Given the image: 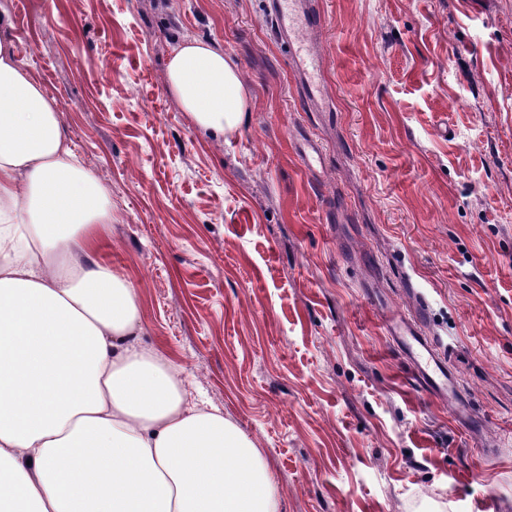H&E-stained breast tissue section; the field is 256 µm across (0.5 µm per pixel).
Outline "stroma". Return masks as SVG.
Wrapping results in <instances>:
<instances>
[{"mask_svg": "<svg viewBox=\"0 0 512 512\" xmlns=\"http://www.w3.org/2000/svg\"><path fill=\"white\" fill-rule=\"evenodd\" d=\"M5 2L111 191L96 256L142 343L261 448L281 512H512V0H317V112L265 0ZM192 38L253 99L221 140L167 91ZM418 313L471 421L392 336Z\"/></svg>", "mask_w": 512, "mask_h": 512, "instance_id": "1", "label": "stroma"}]
</instances>
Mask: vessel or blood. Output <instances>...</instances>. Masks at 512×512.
Returning a JSON list of instances; mask_svg holds the SVG:
<instances>
[{"label": "vessel or blood", "instance_id": "1", "mask_svg": "<svg viewBox=\"0 0 512 512\" xmlns=\"http://www.w3.org/2000/svg\"><path fill=\"white\" fill-rule=\"evenodd\" d=\"M267 15L274 23L280 40L291 52V59L300 74H308L319 61L317 53L305 48L300 40L303 31L317 23L314 0H267ZM397 328L407 338L406 346L414 372L424 384L447 400L454 416L470 414L468 403L462 401L448 378V363L434 345L424 338L420 318H397Z\"/></svg>", "mask_w": 512, "mask_h": 512}]
</instances>
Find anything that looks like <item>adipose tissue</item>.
I'll list each match as a JSON object with an SVG mask.
<instances>
[{"label":"adipose tissue","instance_id":"ef3b65f1","mask_svg":"<svg viewBox=\"0 0 512 512\" xmlns=\"http://www.w3.org/2000/svg\"><path fill=\"white\" fill-rule=\"evenodd\" d=\"M0 9V512H280L262 451L182 369L139 342L140 294L92 258L110 192L69 145ZM168 92L197 127L237 132L251 96L189 39Z\"/></svg>","mask_w":512,"mask_h":512}]
</instances>
